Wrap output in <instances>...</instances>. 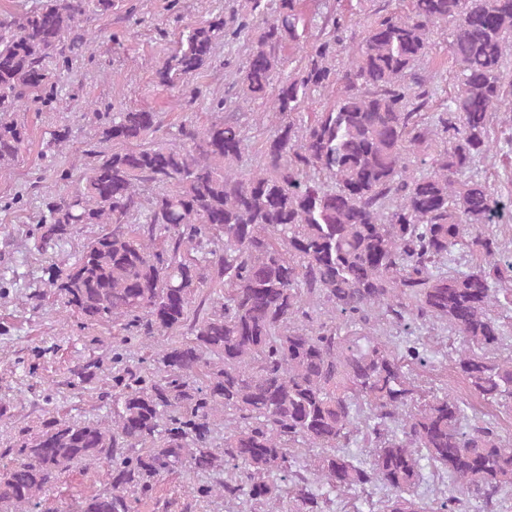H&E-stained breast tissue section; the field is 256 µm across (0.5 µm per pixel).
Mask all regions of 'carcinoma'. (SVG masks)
<instances>
[{"label": "carcinoma", "mask_w": 512, "mask_h": 512, "mask_svg": "<svg viewBox=\"0 0 512 512\" xmlns=\"http://www.w3.org/2000/svg\"><path fill=\"white\" fill-rule=\"evenodd\" d=\"M114 0H47L0 18V168L29 141L11 118L51 91L48 59L67 66L65 35ZM296 0H247L184 28L156 71L158 83L196 98L193 79L220 45L252 32L238 94L268 103L257 165L241 125L222 118L183 145L152 143L154 112L112 113L83 185L49 196L33 248L46 252L100 224L68 263L44 268L56 302L110 323L112 418L104 427L56 418L0 474V503L22 512L76 462L112 461V490L77 512H138L154 486L188 465L212 478L197 498L224 497L261 512H324L331 492L379 486V512H499L512 495V437L494 417L448 396V372L424 382L431 361L419 336L388 330L447 327L459 347L453 372L478 404L512 412V360L486 351L506 341L495 309L509 300L512 260L483 231L500 201L469 175L494 149L493 115L512 103V0H412L378 17L354 57L341 19L314 40ZM451 25L448 64L457 91L443 112L433 98L430 37ZM288 45L304 65L285 73ZM336 101L302 116L315 93ZM429 158L426 171L410 156ZM460 250L475 263L464 271ZM171 336L135 367L133 340ZM223 426L222 442H216ZM373 448L362 462L350 448ZM441 469L448 493L419 492L421 461Z\"/></svg>", "instance_id": "cac0c4a2"}]
</instances>
